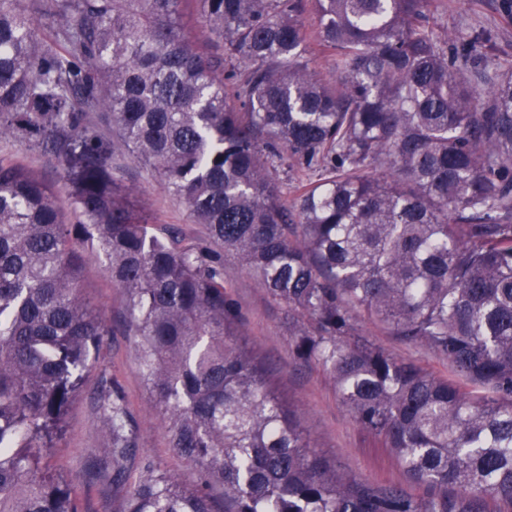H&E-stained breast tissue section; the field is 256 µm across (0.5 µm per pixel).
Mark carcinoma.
I'll return each instance as SVG.
<instances>
[{"label": "carcinoma", "instance_id": "carcinoma-1", "mask_svg": "<svg viewBox=\"0 0 512 512\" xmlns=\"http://www.w3.org/2000/svg\"><path fill=\"white\" fill-rule=\"evenodd\" d=\"M0 0V140L61 164L69 201L0 158V512H79L47 460L110 329L79 291L96 243L126 299L142 380L200 481L152 468L124 512H512V68L436 0ZM316 20L306 23V14ZM331 75L310 67V34ZM130 155L206 230L152 225ZM306 176L292 197L280 169ZM236 259L284 311L297 361L418 489L311 447L237 340ZM370 322L449 376L364 337ZM94 474L137 447L117 385Z\"/></svg>", "mask_w": 512, "mask_h": 512}]
</instances>
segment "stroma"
I'll return each instance as SVG.
<instances>
[{
    "mask_svg": "<svg viewBox=\"0 0 512 512\" xmlns=\"http://www.w3.org/2000/svg\"><path fill=\"white\" fill-rule=\"evenodd\" d=\"M438 10L439 24L469 35L488 27L493 31L486 53L495 62H512V17L503 14L499 0H445ZM117 175L131 191L142 213L151 223L171 224L187 238L204 240L202 225L196 224L177 198L158 187L149 171L130 156L116 161ZM86 254L80 273L82 295L113 327L83 374L82 388L65 422L62 437L50 452V463L64 476L81 512H123L125 490L105 480L91 478L88 467L100 444L98 405L112 386H119L133 418L138 446L127 461V485L135 484L147 468L195 481L194 465L170 446L167 429L153 410L151 396L142 383L136 337L122 331L125 298L107 277L104 258L95 254L90 241H79ZM226 293L238 312L239 340L270 367L271 383L290 407L300 409L301 426L311 445L335 459L346 471L377 483H406L407 478L379 437L359 427L341 405L330 374L317 366H304L294 358L288 326L265 288L237 260L224 262ZM363 332L394 357L413 360L438 376L448 373V364L431 353L402 343L373 324Z\"/></svg>",
    "mask_w": 512,
    "mask_h": 512,
    "instance_id": "35a3bbf8",
    "label": "stroma"
}]
</instances>
